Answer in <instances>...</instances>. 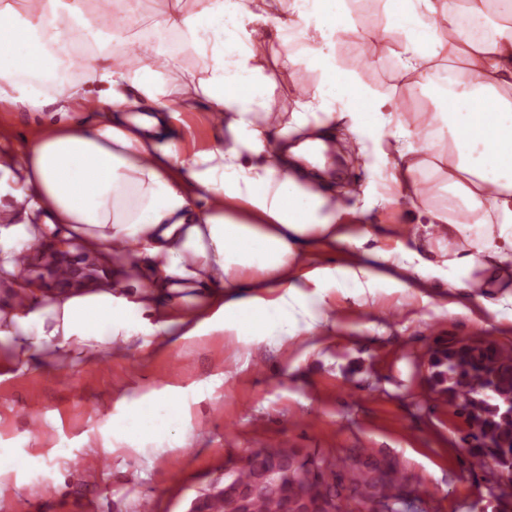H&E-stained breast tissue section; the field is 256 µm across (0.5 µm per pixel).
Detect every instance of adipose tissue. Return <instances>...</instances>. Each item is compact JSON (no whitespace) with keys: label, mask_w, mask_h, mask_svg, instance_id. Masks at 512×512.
<instances>
[{"label":"adipose tissue","mask_w":512,"mask_h":512,"mask_svg":"<svg viewBox=\"0 0 512 512\" xmlns=\"http://www.w3.org/2000/svg\"><path fill=\"white\" fill-rule=\"evenodd\" d=\"M350 0H199L195 12L166 4L151 25L122 36L88 27L73 48L83 0H36L0 25V112L41 113L21 149L0 153V367L60 372L76 359L99 362L118 344L149 351L222 334L244 343L314 340L316 307L333 291L355 296L405 283L447 288L449 312L472 303L495 312L512 301V5L504 0H377L383 30L400 32L396 78L413 74L431 98L421 146L405 143L400 105L336 56V39L355 21ZM278 40L288 62L318 72L316 92L294 101L288 126L266 103L275 83L261 58ZM300 40L295 54L292 40ZM133 46L139 65L118 62ZM200 70L183 68L185 54ZM181 71L186 100L219 115L210 149L186 155L154 135L179 100L164 76ZM482 111H473L474 102ZM145 107L146 120L128 119ZM339 128L371 142L398 193L424 177L455 189L474 215L427 209L444 234L427 250L374 247L375 226L345 230L346 208L293 172L296 159ZM132 258L113 261L126 243ZM340 243L346 262L302 268L305 250ZM77 244L110 275L80 287L46 290L27 282L20 259ZM192 424L189 399L153 389L127 416L121 438L182 446Z\"/></svg>","instance_id":"ef3b65f1"}]
</instances>
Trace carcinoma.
Instances as JSON below:
<instances>
[{
  "instance_id": "carcinoma-1",
  "label": "carcinoma",
  "mask_w": 512,
  "mask_h": 512,
  "mask_svg": "<svg viewBox=\"0 0 512 512\" xmlns=\"http://www.w3.org/2000/svg\"><path fill=\"white\" fill-rule=\"evenodd\" d=\"M431 388L446 402L467 416L480 433L482 445L463 449L473 467H494L501 477L512 475V351L493 343L451 341L438 346L431 357ZM282 448L251 450L240 465L229 472V481L252 487L261 479L268 486L251 499L250 512H283L284 502L277 487L305 485L316 497L329 500L334 512L343 510L348 491L363 496V503L375 512H399L407 482L395 468L379 475L372 464L358 454L334 460L307 454L288 469L268 474ZM316 479L309 480L310 470Z\"/></svg>"
}]
</instances>
